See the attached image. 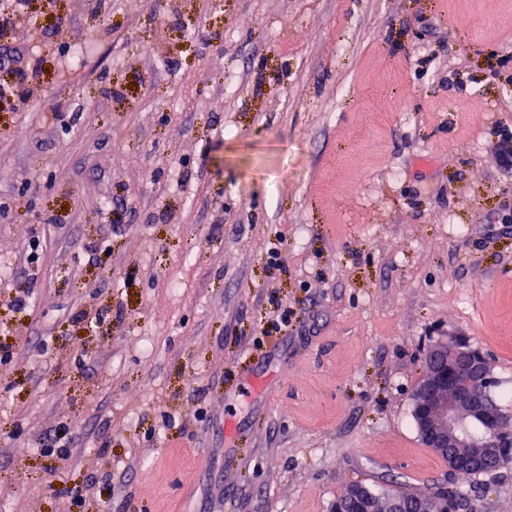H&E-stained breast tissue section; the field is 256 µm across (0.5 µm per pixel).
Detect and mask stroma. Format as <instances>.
<instances>
[{
    "label": "stroma",
    "mask_w": 512,
    "mask_h": 512,
    "mask_svg": "<svg viewBox=\"0 0 512 512\" xmlns=\"http://www.w3.org/2000/svg\"><path fill=\"white\" fill-rule=\"evenodd\" d=\"M7 42L0 512H512L410 400L459 332L512 392V0H34ZM365 487L378 496H391L384 499L371 496L367 494ZM393 494L399 495L402 499L403 512H416V498L421 495L397 487L351 484L345 491V494L340 499L337 498L336 501L347 500L352 504L360 505L357 512H402L400 501Z\"/></svg>",
    "instance_id": "35a3bbf8"
}]
</instances>
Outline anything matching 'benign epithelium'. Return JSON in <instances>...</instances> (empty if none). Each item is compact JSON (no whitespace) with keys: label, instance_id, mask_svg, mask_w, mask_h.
Segmentation results:
<instances>
[{"label":"benign epithelium","instance_id":"1","mask_svg":"<svg viewBox=\"0 0 512 512\" xmlns=\"http://www.w3.org/2000/svg\"><path fill=\"white\" fill-rule=\"evenodd\" d=\"M495 384L488 356L465 334L432 344L424 375L411 393L413 420L424 447L440 456L454 448L461 456L496 458L512 440V415L493 399ZM475 418L486 426L478 438L465 428ZM342 499L358 505V512H401L396 496H371L360 484L350 485Z\"/></svg>","mask_w":512,"mask_h":512}]
</instances>
